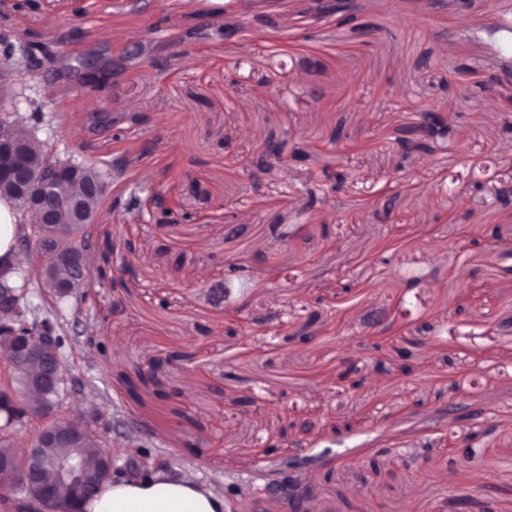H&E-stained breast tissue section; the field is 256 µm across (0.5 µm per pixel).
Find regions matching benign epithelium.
Here are the masks:
<instances>
[{"instance_id": "1", "label": "benign epithelium", "mask_w": 512, "mask_h": 512, "mask_svg": "<svg viewBox=\"0 0 512 512\" xmlns=\"http://www.w3.org/2000/svg\"><path fill=\"white\" fill-rule=\"evenodd\" d=\"M318 14L322 17L342 15L355 20L350 13L352 0H317ZM0 52L13 63V68L30 74L38 72L51 52L34 48L23 42L13 43L10 36L0 34ZM84 165L72 161H56L50 154L44 156L41 171H32L26 162V145L16 133L15 122L0 132V188L12 191L14 200L27 213L36 215L31 224L29 239L42 242L47 248L49 270L68 269L72 272L71 286L80 287L89 278L83 264L82 250L71 241L60 224L59 216L67 215L70 224H94L98 213L85 208L84 198L98 197L105 191L102 180L83 178ZM26 292H18L0 282V339H9L8 364L25 363L33 368L35 387L46 392L57 390L65 383L63 355L50 336H30L5 317L6 310L16 309L24 302ZM67 430L50 423L36 435L33 444L21 457L0 461V472L12 478L17 492L22 494V512H40L41 506L64 492L72 503L71 512H81L80 502L96 485L94 471L90 469L78 448L64 455H52L48 449L63 442L75 441L86 428L71 421ZM325 457H297L288 461L285 475L256 489L251 498L258 504L285 501L292 512H301L315 495V489L301 481L292 483L288 476Z\"/></svg>"}]
</instances>
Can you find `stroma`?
I'll return each mask as SVG.
<instances>
[{"instance_id":"1","label":"stroma","mask_w":512,"mask_h":512,"mask_svg":"<svg viewBox=\"0 0 512 512\" xmlns=\"http://www.w3.org/2000/svg\"><path fill=\"white\" fill-rule=\"evenodd\" d=\"M229 2L0 0V32L56 55L18 73L0 116L42 113L52 158L109 174L89 317L37 284L27 294L68 339L55 417H102L116 475L142 454L149 469L198 475L230 512L229 485L318 453L303 472L318 512H458L463 497L469 512H512V214L494 205L512 185V82L475 96L457 72L486 64L501 0L462 13L376 0L353 23L277 0L226 40ZM141 45L148 58L100 92L67 69ZM199 54L206 66L190 65ZM101 108L111 124L90 128ZM429 108L449 137L402 154L397 128ZM282 133L304 159L249 177ZM326 166L338 187L310 203ZM154 193L184 222L139 223L130 201ZM299 219L304 247L274 242L271 225ZM273 251L275 265L257 263ZM228 262L253 267L247 294L225 296ZM424 322L432 332L418 333ZM465 444L479 450L468 463Z\"/></svg>"}]
</instances>
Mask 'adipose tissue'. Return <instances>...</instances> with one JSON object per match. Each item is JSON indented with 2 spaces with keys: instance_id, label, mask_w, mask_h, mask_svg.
<instances>
[{
  "instance_id": "ef3b65f1",
  "label": "adipose tissue",
  "mask_w": 512,
  "mask_h": 512,
  "mask_svg": "<svg viewBox=\"0 0 512 512\" xmlns=\"http://www.w3.org/2000/svg\"><path fill=\"white\" fill-rule=\"evenodd\" d=\"M18 217L0 201V266L21 268L24 254L16 245ZM87 512H224V499L206 490L190 472L173 476L157 470L142 478L111 479Z\"/></svg>"
}]
</instances>
